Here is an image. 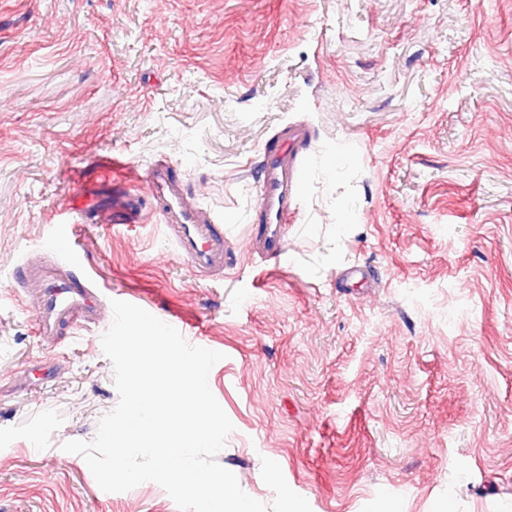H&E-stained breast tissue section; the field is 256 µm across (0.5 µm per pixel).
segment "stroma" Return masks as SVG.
Segmentation results:
<instances>
[{
  "mask_svg": "<svg viewBox=\"0 0 512 512\" xmlns=\"http://www.w3.org/2000/svg\"><path fill=\"white\" fill-rule=\"evenodd\" d=\"M309 120L278 263L248 252L259 149ZM165 157L224 226L203 282L159 224L67 230L113 299L223 348L216 460L311 512H512V0H0V512H178L64 442L118 402L101 330L55 350L15 305L69 172Z\"/></svg>",
  "mask_w": 512,
  "mask_h": 512,
  "instance_id": "1",
  "label": "stroma"
}]
</instances>
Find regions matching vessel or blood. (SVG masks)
<instances>
[{"mask_svg": "<svg viewBox=\"0 0 512 512\" xmlns=\"http://www.w3.org/2000/svg\"><path fill=\"white\" fill-rule=\"evenodd\" d=\"M311 140L305 124L289 122L261 149L255 227L248 235L258 257L277 260L286 251L288 226L305 179L304 148ZM112 167L122 174L118 186L100 187L62 208V225L47 236L38 257L24 259L10 275L17 304H24L30 294L36 298L35 336L55 347L113 317L111 289L93 276L66 230L74 219L89 216L97 224H138L156 218L176 258L200 280L223 274L234 254L222 224L194 201L173 163L157 160L143 174L119 160Z\"/></svg>", "mask_w": 512, "mask_h": 512, "instance_id": "b4317fda", "label": "vessel or blood"}]
</instances>
